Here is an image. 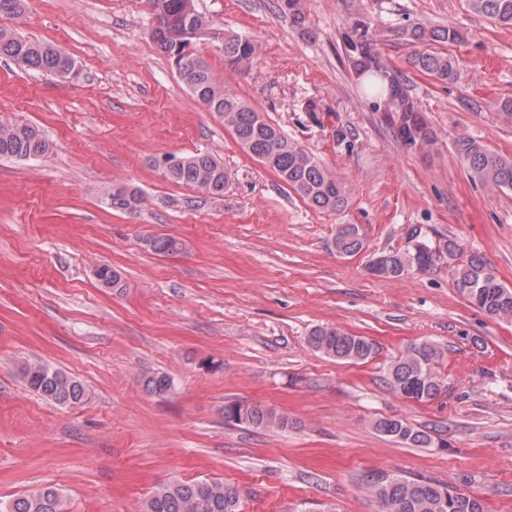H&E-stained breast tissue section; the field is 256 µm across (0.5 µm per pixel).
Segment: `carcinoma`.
<instances>
[{"instance_id": "carcinoma-1", "label": "carcinoma", "mask_w": 512, "mask_h": 512, "mask_svg": "<svg viewBox=\"0 0 512 512\" xmlns=\"http://www.w3.org/2000/svg\"><path fill=\"white\" fill-rule=\"evenodd\" d=\"M194 0H148L151 14L160 26L150 37L156 49L174 60L180 54L177 75L181 83L209 112L224 118L241 147L261 164L274 171L288 187L296 191L310 206L336 212L348 202V188L335 171L319 162L280 129L215 78L209 64L189 51L194 41L209 30L206 18L198 13L192 23L186 22V9ZM468 9L489 19L494 25L512 27V0H466ZM27 0H0V16L14 19L24 16ZM402 36L416 46L411 66L420 73L448 84L457 80L456 60L447 53L431 52L426 46L435 43H458L463 35L448 25L412 22L402 28ZM346 57L354 75L375 112L384 113L403 146L412 150L429 148L436 143L432 130L423 120L417 101L409 92L407 77L394 68L377 47L378 34L363 8H358L342 36ZM221 50L225 68L246 73L258 57V43L237 33L224 32ZM0 56L19 67L42 71L60 78L77 75L75 61L57 46L33 41L0 30ZM458 159L475 183L501 191L512 190V156L490 148L469 136L457 139ZM53 150L51 143L34 126L0 123V157L30 160L44 158ZM175 163L164 170L165 178L175 184L224 196L228 176L224 164L210 153L173 156ZM138 199L118 188L112 192L110 206L123 211L136 210ZM147 246L156 253L169 254L178 249L172 237H154ZM336 251L347 255L359 253L364 242L355 224H340L334 239ZM440 254L455 271V286L466 301L493 320L512 321V288L503 284L475 253L464 254L461 244L448 239L431 246L424 241L398 252H382L377 260L380 277L398 279L418 270L430 271L436 265L434 254ZM315 352L338 360L368 362L379 353L378 344L366 337L329 326H316L306 337ZM440 351L430 343L413 344L385 370L386 383L397 394L419 402L437 398L447 390L434 365ZM21 372L27 386L39 395L62 406H75L88 398L87 389L77 379L45 362L26 363ZM146 390L165 395L172 381L154 374L144 380ZM224 422L255 430L284 429L288 418L260 406L239 400L224 403ZM374 429L403 444L427 448L448 447L435 442L428 431L398 418L381 417ZM376 498L380 512H484L482 502L459 489L443 487L429 481L389 474H377L366 481ZM240 489L222 481L178 480L155 489L146 502L145 512H240ZM5 512H68L67 501L58 490L46 487L15 499Z\"/></svg>"}]
</instances>
